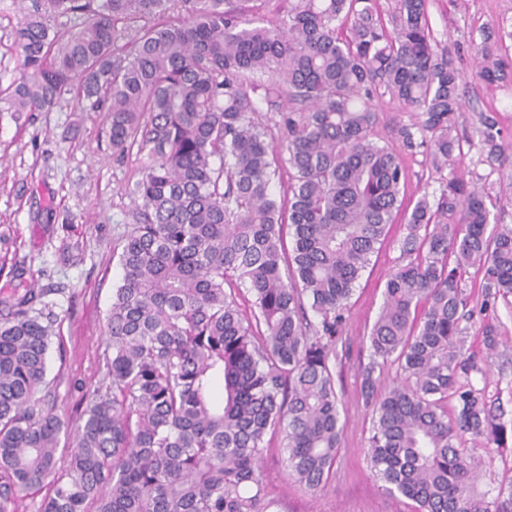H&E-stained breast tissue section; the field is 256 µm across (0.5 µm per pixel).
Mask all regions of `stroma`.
<instances>
[{"mask_svg":"<svg viewBox=\"0 0 512 512\" xmlns=\"http://www.w3.org/2000/svg\"><path fill=\"white\" fill-rule=\"evenodd\" d=\"M30 4L0 0V84L27 75L14 31ZM428 15L435 39L462 75L464 110L457 132L466 139V156L438 172L422 149L403 150V204L413 207L424 195L437 199L448 180L460 178L499 197L495 221L512 225V70L487 85L478 76L476 55L485 29L493 32L499 54L512 57V0H428ZM491 110L504 135L493 157L479 134V118ZM106 128L104 113L79 111L70 93L49 110L24 113L20 120L0 117V291L22 282L44 292L55 334L43 393L73 433L103 375L112 291L121 283L112 246L139 208L127 193L139 177L137 166L113 158ZM404 234L403 224L391 225L349 301L342 332L346 354L336 368L345 428L329 486L314 495L289 483L279 439L271 440L264 455L263 479L280 500L279 512H412L411 501L387 494L372 473L370 417L360 394V367L368 361L365 337ZM493 316L502 336L486 382L489 393L506 398L512 396V298L499 301Z\"/></svg>","mask_w":512,"mask_h":512,"instance_id":"1","label":"stroma"}]
</instances>
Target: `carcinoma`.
Returning a JSON list of instances; mask_svg holds the SVG:
<instances>
[{"mask_svg":"<svg viewBox=\"0 0 512 512\" xmlns=\"http://www.w3.org/2000/svg\"><path fill=\"white\" fill-rule=\"evenodd\" d=\"M32 0L16 29L27 77L0 85V113L40 112L67 92L103 112L112 155L138 162L137 223L117 237L122 270L107 319L105 378L69 454L64 422L37 394L53 319L44 294L0 297V512L51 484L39 512H277L266 436L288 478L328 486L344 422L337 342L348 302L397 216L406 234L366 336L361 394L371 468L413 512H512V475L478 488L506 447L486 355L465 323L512 297V226L499 200L460 179L402 208L398 146L441 171L464 155L459 71L432 36L428 0ZM70 14L81 26L62 31ZM492 85L512 61L492 58ZM263 97L251 96L255 87ZM419 112L399 141L377 137L373 101ZM488 155L497 113L481 120ZM288 174L286 195L272 192ZM292 248H287L286 237ZM482 275L479 308L461 281ZM253 310L243 313L242 294ZM392 381L382 385L390 371Z\"/></svg>","mask_w":512,"mask_h":512,"instance_id":"carcinoma-1","label":"carcinoma"}]
</instances>
